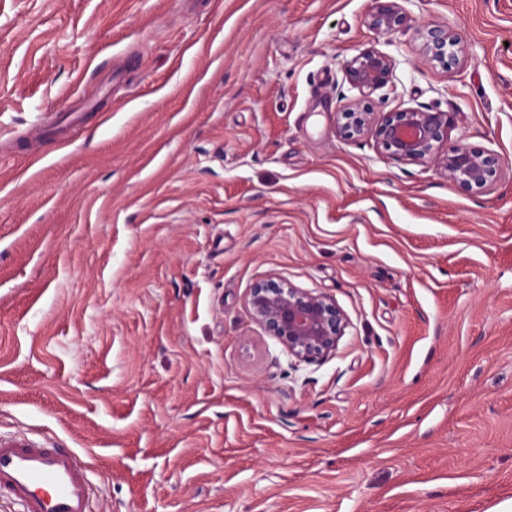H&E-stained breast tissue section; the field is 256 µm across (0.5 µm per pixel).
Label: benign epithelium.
Here are the masks:
<instances>
[{"label":"benign epithelium","instance_id":"1","mask_svg":"<svg viewBox=\"0 0 512 512\" xmlns=\"http://www.w3.org/2000/svg\"><path fill=\"white\" fill-rule=\"evenodd\" d=\"M368 27L385 36L406 28L410 18L401 0H372ZM424 57L445 70L459 62V34L446 26H432L421 33ZM395 63L391 56L366 48L347 61L349 83L362 94L385 87ZM341 137L374 138L387 155L414 163L430 164L449 181L469 191L492 190L501 171V159L493 151L475 150L449 142L453 125L446 112L407 107L392 112H375L356 100L336 113ZM248 307L254 321L299 361L313 362L334 353L349 326L345 312L328 296L295 288L269 277L250 290Z\"/></svg>","mask_w":512,"mask_h":512}]
</instances>
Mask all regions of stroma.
<instances>
[{
	"label": "stroma",
	"instance_id": "1",
	"mask_svg": "<svg viewBox=\"0 0 512 512\" xmlns=\"http://www.w3.org/2000/svg\"><path fill=\"white\" fill-rule=\"evenodd\" d=\"M370 6L0 0V436L75 451L93 512H512V0ZM366 48L375 111L452 113L491 191L338 135ZM271 276L335 353L253 320ZM401 1L372 0L373 6L366 17L368 27L385 36H392L406 28L410 18ZM424 57L434 66L448 71L459 62L457 49L462 41L458 33L448 30V26L427 27L421 33ZM395 63L391 56L373 48L361 50L344 69L349 83L362 94L373 93L385 87ZM248 307L254 321L298 361L334 353L349 326L345 312L328 296L274 277L253 285Z\"/></svg>",
	"mask_w": 512,
	"mask_h": 512
}]
</instances>
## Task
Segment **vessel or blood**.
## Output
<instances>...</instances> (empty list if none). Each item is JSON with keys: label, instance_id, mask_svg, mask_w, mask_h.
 Returning a JSON list of instances; mask_svg holds the SVG:
<instances>
[{"label": "vessel or blood", "instance_id": "obj_1", "mask_svg": "<svg viewBox=\"0 0 512 512\" xmlns=\"http://www.w3.org/2000/svg\"><path fill=\"white\" fill-rule=\"evenodd\" d=\"M22 512H91L95 488L73 451L25 436L0 438V493Z\"/></svg>", "mask_w": 512, "mask_h": 512}]
</instances>
